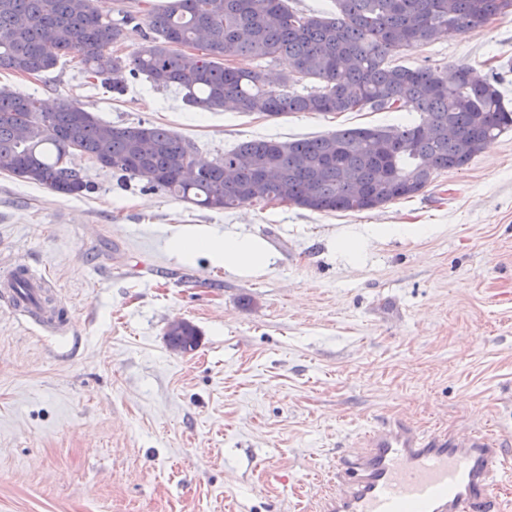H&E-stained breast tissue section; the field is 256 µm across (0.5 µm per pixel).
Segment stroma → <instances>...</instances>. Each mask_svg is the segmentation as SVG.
I'll list each match as a JSON object with an SVG mask.
<instances>
[{
    "label": "stroma",
    "mask_w": 512,
    "mask_h": 512,
    "mask_svg": "<svg viewBox=\"0 0 512 512\" xmlns=\"http://www.w3.org/2000/svg\"><path fill=\"white\" fill-rule=\"evenodd\" d=\"M441 74L502 72L512 102V12L476 33L394 51ZM113 97L79 58L0 86L79 103L103 123L151 122L212 159L259 138L397 124L394 112L266 117L187 108L127 77ZM418 195L370 211L280 202L200 208L119 179L73 151L93 189L71 198L0 173V265L49 278L70 317L48 337L0 301V512H310L320 478L369 426L505 434L512 449V130ZM359 228L354 260L333 247ZM261 237L275 256L237 276L173 232ZM184 319L195 351L166 343Z\"/></svg>",
    "instance_id": "stroma-1"
}]
</instances>
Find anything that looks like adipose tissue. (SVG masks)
<instances>
[{
  "label": "adipose tissue",
  "instance_id": "obj_1",
  "mask_svg": "<svg viewBox=\"0 0 512 512\" xmlns=\"http://www.w3.org/2000/svg\"><path fill=\"white\" fill-rule=\"evenodd\" d=\"M170 244L182 256L206 253L214 265L239 275L255 274L273 262L265 242L252 234H220L211 230L178 233L171 238Z\"/></svg>",
  "mask_w": 512,
  "mask_h": 512
}]
</instances>
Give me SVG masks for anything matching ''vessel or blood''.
<instances>
[{
	"instance_id": "b4317fda",
	"label": "vessel or blood",
	"mask_w": 512,
	"mask_h": 512,
	"mask_svg": "<svg viewBox=\"0 0 512 512\" xmlns=\"http://www.w3.org/2000/svg\"><path fill=\"white\" fill-rule=\"evenodd\" d=\"M326 486L313 512H501L512 456L480 430L429 433L397 418L366 430Z\"/></svg>"
}]
</instances>
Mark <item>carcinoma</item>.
Returning a JSON list of instances; mask_svg holds the SVG:
<instances>
[{"label": "carcinoma", "mask_w": 512, "mask_h": 512, "mask_svg": "<svg viewBox=\"0 0 512 512\" xmlns=\"http://www.w3.org/2000/svg\"><path fill=\"white\" fill-rule=\"evenodd\" d=\"M336 8L329 17L300 13L285 0H167L147 16L135 51L121 56L112 48L131 38V16L112 18L103 0H0V70L40 74L74 53L114 96L124 95L129 73L176 88L186 106L204 111L418 115L397 127L253 139L209 160L162 126L107 125L74 102L46 111L38 99L1 86L0 172L79 196L91 186L64 165L76 144L94 162L108 159L122 176L144 177L206 209L277 201L319 213L362 212L415 196L512 128L497 81L475 77L472 67L457 66L450 81L431 66L388 62L396 49L480 31L505 13L503 0H336ZM281 55L292 71L277 87L259 67L222 64ZM305 79L314 85L298 89ZM190 165L197 177L188 183Z\"/></svg>", "instance_id": "1"}]
</instances>
